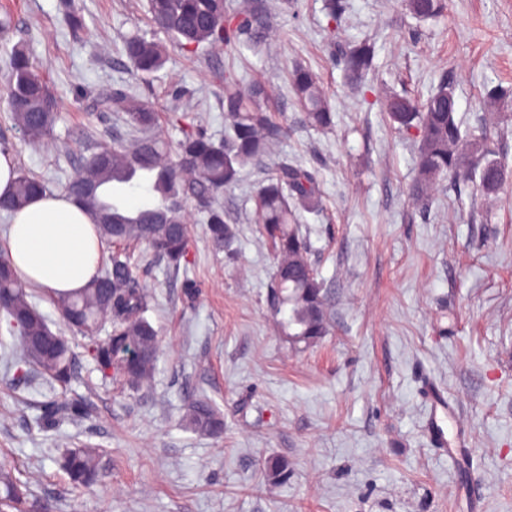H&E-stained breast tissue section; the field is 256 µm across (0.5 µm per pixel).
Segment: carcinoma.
Instances as JSON below:
<instances>
[{
	"instance_id": "1",
	"label": "carcinoma",
	"mask_w": 512,
	"mask_h": 512,
	"mask_svg": "<svg viewBox=\"0 0 512 512\" xmlns=\"http://www.w3.org/2000/svg\"><path fill=\"white\" fill-rule=\"evenodd\" d=\"M403 6L417 19H436L448 10V0H403ZM147 8L150 21L170 42L143 34L124 40L123 53L141 76L162 70L173 50L217 52L236 42L254 48L266 36L267 21L257 0L235 6L228 0H148ZM345 12V0H327L330 25L341 23ZM64 17L72 34L83 31V18L69 2ZM374 56V43L363 38L340 48L333 59L351 87L359 88L373 71ZM6 83L10 118L28 143L39 146L52 139L57 100L41 66L20 47L8 54ZM291 83L304 124L321 132L330 130L332 106L317 74L297 64L291 71ZM486 101L493 118L500 117L503 109L512 106V87L495 86ZM108 102L128 128L130 139L97 145L70 177L66 191L85 206L100 241L114 251L110 264L86 288L55 302L65 325L86 338L85 353L102 375L123 388L139 390L152 382L159 337L147 317V291L134 274L126 248L144 244L168 268L179 270L189 255L188 207L192 205L206 215L212 246L224 250L235 233L224 218L219 195L238 183L246 167L260 163L288 134V127L274 119L265 83L256 80L243 87L230 74L224 75L227 129L218 142L205 131L186 125L173 147L158 134L162 115L154 106L122 90L112 92ZM382 107L389 127L413 135L417 142L411 186L415 198L430 197L445 181L450 187L470 184L484 196L496 195L508 185L512 173L496 148L497 123L484 118L477 130H461L455 88L448 75L440 77L423 101L392 93ZM136 178L150 181L153 199L129 209L105 197L106 188L130 185ZM47 189L42 178L19 172L12 196L0 199V214L22 207ZM254 202L260 232L275 259L267 304L277 331L290 346L309 347L327 335L330 327L328 292L309 259L310 244L298 224L302 212L323 211L317 177L300 165L283 161L258 186ZM30 298L9 259L0 256V333L12 338L5 354L65 388L76 377L75 357L66 337L51 330ZM107 326L110 333L100 337ZM85 415L87 410L81 405L53 402L43 423L53 426ZM182 421L197 434L224 432L223 416L206 399L189 402ZM98 458L96 448L77 444L63 455L61 468L74 487L89 488L98 482ZM267 471L276 483L288 481V460L269 459ZM28 496L27 483L0 468V512H33L35 505L28 502Z\"/></svg>"
}]
</instances>
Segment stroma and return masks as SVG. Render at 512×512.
<instances>
[{"mask_svg": "<svg viewBox=\"0 0 512 512\" xmlns=\"http://www.w3.org/2000/svg\"><path fill=\"white\" fill-rule=\"evenodd\" d=\"M62 2L0 0L12 15L0 32V143L50 191L63 190L93 146L127 139L105 105L115 89L187 113L218 140L224 84L215 73L231 66L269 85L288 134L221 195L230 247L213 250L193 210L188 270L135 251L161 337L149 386L119 393L74 334L78 373L65 389L0 357V467L27 482L45 512H512V188L492 199L466 186L413 199L415 143L379 104L391 92L425 99L447 74L458 119L475 127L487 89L512 85V0H448L447 17L427 22L401 0H347L335 31L324 0H264V45L177 51L146 79L122 53L129 33L155 32L146 0H74L87 30L79 40ZM364 37L375 42L376 71L362 94L332 52ZM16 44L43 65L57 97L45 146L29 145L8 116L3 85ZM297 64L321 78L335 110L329 132L302 122L289 88ZM283 160L316 173L324 203L321 215H302L301 230L331 329L304 351L288 347L266 307L274 256L254 213L256 188ZM431 385L455 412L444 448L427 432ZM200 397L223 413L222 437L182 425L184 405ZM51 400L86 404L90 416L41 429ZM462 436L469 451L457 459L449 450ZM73 439L102 450L93 489L73 490L58 469ZM272 456L290 463L287 483L269 481Z\"/></svg>", "mask_w": 512, "mask_h": 512, "instance_id": "35a3bbf8", "label": "stroma"}]
</instances>
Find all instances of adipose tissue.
Masks as SVG:
<instances>
[{"label":"adipose tissue","mask_w":512,"mask_h":512,"mask_svg":"<svg viewBox=\"0 0 512 512\" xmlns=\"http://www.w3.org/2000/svg\"><path fill=\"white\" fill-rule=\"evenodd\" d=\"M6 251L23 281L64 297L93 278L103 247L83 207L58 191L36 197L13 213Z\"/></svg>","instance_id":"1"}]
</instances>
